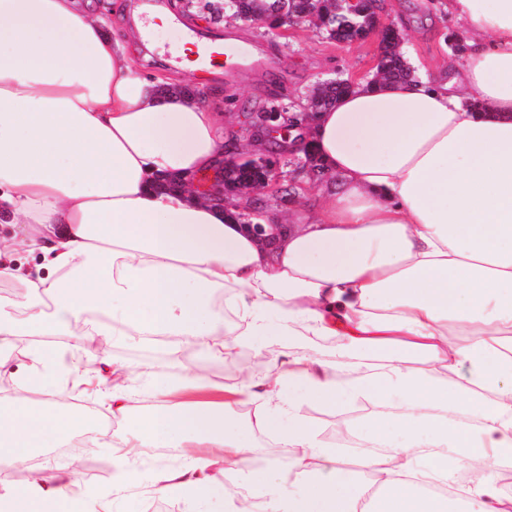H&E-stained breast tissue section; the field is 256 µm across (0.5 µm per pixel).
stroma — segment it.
Instances as JSON below:
<instances>
[{
  "label": "stroma",
  "mask_w": 512,
  "mask_h": 512,
  "mask_svg": "<svg viewBox=\"0 0 512 512\" xmlns=\"http://www.w3.org/2000/svg\"><path fill=\"white\" fill-rule=\"evenodd\" d=\"M432 0H382L381 22L392 25L405 34V55L415 71L444 70L454 59L447 34L454 24L444 14L431 9ZM144 0H90L93 11L107 21L106 31L115 36L134 30L133 12L143 6ZM164 8L179 20L194 18L197 36L223 39L232 35L248 46L263 44L273 50L276 60L272 67H250L234 80H225L223 74H208L197 79L186 77L185 85L201 92L204 99L218 102L227 127L238 138L252 137L250 129L253 113L263 111L271 103L285 106L308 99L319 85L336 77L351 81L370 79L376 73L380 58V42L376 34L351 43L327 39L312 24L301 23L280 35L266 34L264 25L248 21L214 19L209 13L196 9L185 10L180 0H163ZM182 38V32L170 28L155 37L154 49H146L140 40L127 43L143 73L165 76L174 73L173 54ZM281 180L273 193H247L248 213L288 216L298 209H315L322 200V187L329 175L311 177L305 169L303 154L279 153ZM102 348L110 360L129 366L143 376L160 375L178 381L184 370L202 368L214 384L235 381L238 373L247 372L253 378H263L272 367L275 345L254 346L237 350L234 358L223 359L194 349H187L157 340H140L106 336ZM86 468L73 464L69 452L52 448L42 451L40 460L33 462L35 471L64 468L79 485H95L103 489L112 486V451L108 448L87 447ZM188 500L181 496L165 497L140 485L112 500V512H190Z\"/></svg>",
  "instance_id": "stroma-1"
}]
</instances>
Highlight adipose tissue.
Returning <instances> with one entry per match:
<instances>
[{
    "instance_id": "adipose-tissue-1",
    "label": "adipose tissue",
    "mask_w": 512,
    "mask_h": 512,
    "mask_svg": "<svg viewBox=\"0 0 512 512\" xmlns=\"http://www.w3.org/2000/svg\"><path fill=\"white\" fill-rule=\"evenodd\" d=\"M441 8L465 35L451 74L359 81L320 110L308 146L339 182L268 252L196 187L224 153L216 105L162 93L82 0H0V284L23 290L0 302V368L21 331L72 338L29 352L0 398V468L68 437L70 420L30 391L52 403L75 380L96 402L82 419L124 410L140 377L113 388L96 337L223 357L337 339L326 359L279 352L259 381L153 376L156 411L109 443L111 492L38 474L1 490L0 512H111L112 495L145 482L195 505L240 485L225 512H512V0ZM172 178L185 189H164ZM217 289L239 324L229 337ZM350 405L366 414L341 423L348 451L305 411ZM258 434L282 456L252 461ZM184 444L197 453L183 467L135 465ZM349 454L375 491L343 479ZM452 460L478 468L459 501L428 491ZM288 342L290 345L303 346L308 352L324 357L333 354L336 347V338L323 336H292Z\"/></svg>"
}]
</instances>
